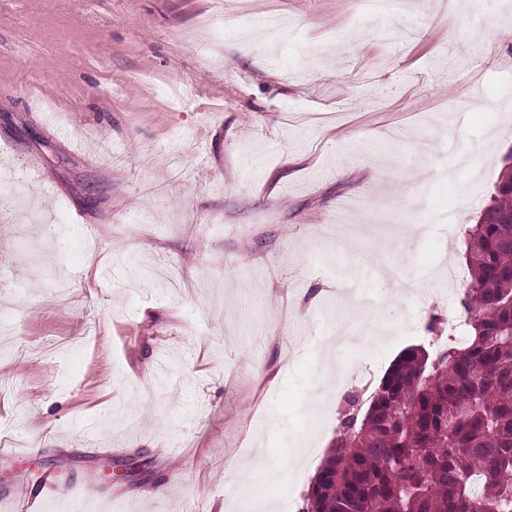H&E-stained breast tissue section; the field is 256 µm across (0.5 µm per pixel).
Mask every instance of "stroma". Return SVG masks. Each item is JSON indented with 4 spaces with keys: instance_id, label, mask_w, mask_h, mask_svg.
Here are the masks:
<instances>
[{
    "instance_id": "stroma-1",
    "label": "stroma",
    "mask_w": 512,
    "mask_h": 512,
    "mask_svg": "<svg viewBox=\"0 0 512 512\" xmlns=\"http://www.w3.org/2000/svg\"><path fill=\"white\" fill-rule=\"evenodd\" d=\"M507 71L512 0H0V446L39 451L0 493L301 512L345 397L461 315Z\"/></svg>"
}]
</instances>
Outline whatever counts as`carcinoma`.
<instances>
[{
  "label": "carcinoma",
  "mask_w": 512,
  "mask_h": 512,
  "mask_svg": "<svg viewBox=\"0 0 512 512\" xmlns=\"http://www.w3.org/2000/svg\"><path fill=\"white\" fill-rule=\"evenodd\" d=\"M466 335L345 398L302 512H512V166L466 230Z\"/></svg>",
  "instance_id": "1"
}]
</instances>
